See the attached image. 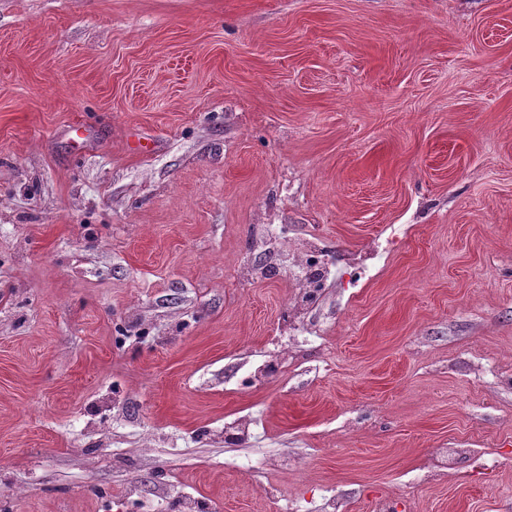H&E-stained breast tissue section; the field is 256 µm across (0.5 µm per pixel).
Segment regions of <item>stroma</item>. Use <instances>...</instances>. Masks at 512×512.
<instances>
[{
  "label": "stroma",
  "instance_id": "obj_1",
  "mask_svg": "<svg viewBox=\"0 0 512 512\" xmlns=\"http://www.w3.org/2000/svg\"><path fill=\"white\" fill-rule=\"evenodd\" d=\"M187 499L512 512V0H0V502ZM320 248L313 239H307L288 249L285 262L288 264L289 278L295 283L297 293L289 299L290 310L310 303L321 287L309 276L312 268L323 263L324 271L330 275L334 270V263L323 262L319 256Z\"/></svg>",
  "mask_w": 512,
  "mask_h": 512
}]
</instances>
